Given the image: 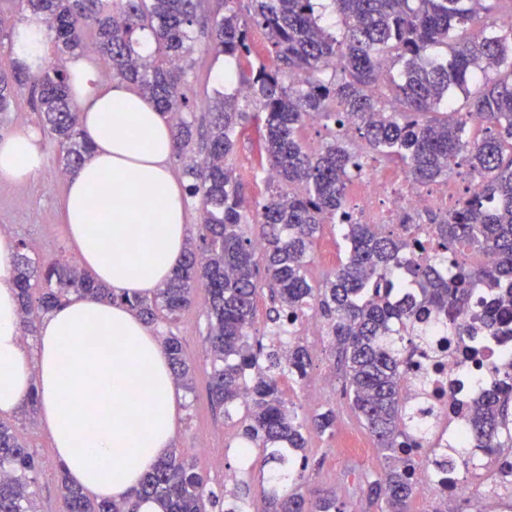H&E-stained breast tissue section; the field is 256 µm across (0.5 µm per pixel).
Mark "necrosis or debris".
Instances as JSON below:
<instances>
[{"label": "necrosis or debris", "mask_w": 512, "mask_h": 512, "mask_svg": "<svg viewBox=\"0 0 512 512\" xmlns=\"http://www.w3.org/2000/svg\"><path fill=\"white\" fill-rule=\"evenodd\" d=\"M481 181L459 184L455 178L426 187H412L405 177L378 167L356 177L350 186L353 210L369 224H400L412 217L420 224L422 244H430L425 228L428 216H442L469 196L477 195ZM416 329L424 341L408 365L406 401L430 409L432 422H452L464 430V410L499 383L498 367L512 361V336L461 333L435 311H423Z\"/></svg>", "instance_id": "1"}]
</instances>
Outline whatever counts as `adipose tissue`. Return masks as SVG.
<instances>
[{
	"mask_svg": "<svg viewBox=\"0 0 512 512\" xmlns=\"http://www.w3.org/2000/svg\"><path fill=\"white\" fill-rule=\"evenodd\" d=\"M69 87L92 150L70 176L64 222L80 263L116 302L72 297L39 327L35 349L19 329L15 243L0 235V413L38 391L69 480L97 500L130 498L174 442L180 395L157 334L121 297L153 296L172 276L188 232L173 175L171 121L125 81H104L76 57ZM33 129L0 136V183L42 167Z\"/></svg>",
	"mask_w": 512,
	"mask_h": 512,
	"instance_id": "ef3b65f1",
	"label": "adipose tissue"
}]
</instances>
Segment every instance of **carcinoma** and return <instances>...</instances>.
Returning <instances> with one entry per match:
<instances>
[{
  "label": "carcinoma",
  "mask_w": 512,
  "mask_h": 512,
  "mask_svg": "<svg viewBox=\"0 0 512 512\" xmlns=\"http://www.w3.org/2000/svg\"><path fill=\"white\" fill-rule=\"evenodd\" d=\"M19 5L42 23L55 59L31 73L0 71V113L29 91L41 131L61 152L62 171L74 173L90 146L69 93L62 58L86 40L107 73L135 85L170 114L176 155L184 163L186 194L200 200L196 233L187 237L173 276L151 298L127 300L147 324L176 323L204 287L212 403L247 414L240 445L267 451L272 490L261 512H342L336 495L307 498L304 432L336 428L329 408L306 422L292 412L279 386L303 380L312 360L292 329L312 310L345 371V394L378 449L386 470L366 483L377 512H411L419 461L429 444L408 424L428 414L403 397L406 353L400 331L413 335L419 309L428 307L459 331L490 317L512 322V0H0ZM207 31L216 53L235 61L232 87L197 99L193 73L195 28ZM265 34L274 65L253 57L252 32ZM150 34L155 48L140 50ZM446 50L440 59L437 51ZM207 129L196 124L197 103ZM480 114L477 130L469 116ZM326 131L318 147L303 128ZM258 137L254 176L274 174L261 198L248 201L233 161L239 137ZM371 157L399 169L416 186L448 179L464 167L482 181L483 195L466 198L432 217L431 256L415 254L411 225L398 230L353 218L348 182ZM339 223L345 254L317 287L307 277L309 249L325 224ZM493 253L492 265H468L464 251ZM446 262L454 271L443 274ZM22 335L34 320L69 296L114 299L85 271L60 261L37 264L30 244L16 240L13 268ZM404 280L414 299L393 300ZM271 292L268 333L254 340L255 299L261 282ZM509 284L507 304L492 315L460 318L469 289ZM175 381L193 388L179 337H162ZM499 388L465 412L475 446L489 455L512 450V366ZM36 455L12 425L0 422V512H39ZM62 512H138L152 499L163 512H208L221 496L193 460L172 453L146 474L135 494L116 503L95 501L59 471Z\"/></svg>",
  "instance_id": "1"
}]
</instances>
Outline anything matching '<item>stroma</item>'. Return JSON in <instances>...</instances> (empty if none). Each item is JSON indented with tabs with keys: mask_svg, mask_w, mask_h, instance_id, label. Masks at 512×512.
<instances>
[{
	"mask_svg": "<svg viewBox=\"0 0 512 512\" xmlns=\"http://www.w3.org/2000/svg\"><path fill=\"white\" fill-rule=\"evenodd\" d=\"M61 166L57 148H46L39 172L27 183L10 186L0 192V234L22 237L39 244L42 258L62 257L76 261L74 245L66 235L62 201L66 182L60 179ZM206 315L201 305L192 306L175 327L183 350L193 368V388L184 392L183 416L174 444L176 452L193 458L199 471L208 479L211 488L223 486L226 475L248 485L247 499L253 512L262 506L263 490L267 483L258 469L243 462L235 452L239 442V416L225 417L222 409L212 405L209 397L210 364L205 357ZM303 337L313 358V367L306 380L295 382L281 379L283 397L300 417L309 418L332 408L336 411L334 435L308 434L305 453L309 460L310 490H332L344 512H370L364 491V478L376 477L388 464L377 447H370L368 458L340 457L337 445L346 433L365 435L366 430L352 412L344 394V371L335 353L323 336L307 335L304 324L295 327ZM23 440L38 454L41 472L37 481V503L40 512H61L62 502L58 484L60 461L57 458L49 431L43 419L25 424L17 415H9ZM207 437L212 448L221 453V464L198 453L196 443Z\"/></svg>",
	"mask_w": 512,
	"mask_h": 512,
	"instance_id": "1",
	"label": "stroma"
}]
</instances>
